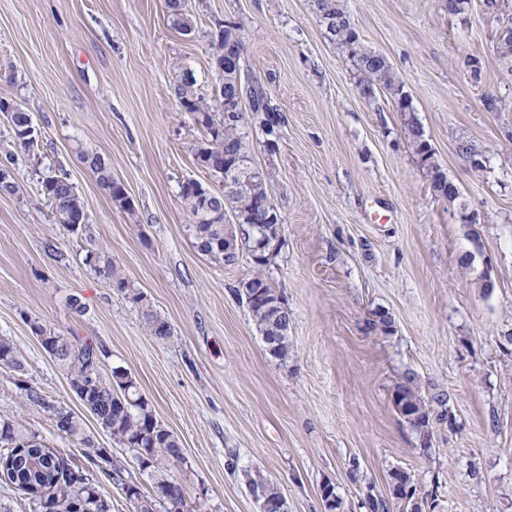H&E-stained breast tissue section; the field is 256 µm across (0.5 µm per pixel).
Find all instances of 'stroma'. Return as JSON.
I'll return each mask as SVG.
<instances>
[{
  "label": "stroma",
  "instance_id": "obj_1",
  "mask_svg": "<svg viewBox=\"0 0 512 512\" xmlns=\"http://www.w3.org/2000/svg\"><path fill=\"white\" fill-rule=\"evenodd\" d=\"M342 3L364 45L393 64L475 223H459L435 194L398 114L382 94H362L312 0H188V34L167 0H0V98L28 107L41 129L34 153H17L0 117V163L23 186L0 196V338L31 384L77 413L30 324L103 344L107 366L130 372L183 444L170 475L184 512H260L250 476L276 482L287 512H324L326 482L344 512H368L367 490L388 495L396 469L438 493L434 512H512V70L497 52L512 0L494 14L468 0L461 15L448 0ZM227 19L246 40L243 73L282 116L275 145L248 130L281 218L282 243L264 265L245 248L232 265L198 252L181 196L189 180L224 189L198 165L206 131L171 85L186 68L215 97L210 41ZM488 94L507 111H485ZM462 141L487 150L486 170L458 154ZM93 154L133 210L100 188L84 161ZM50 169L83 198L88 238L55 224L38 186ZM90 247L169 322L168 340L85 265ZM255 274L288 304L287 365L237 293ZM74 295L83 313L70 310ZM379 313L390 328L375 324ZM408 374L430 414L426 445L392 404ZM0 416L82 463V448L29 410L1 369Z\"/></svg>",
  "mask_w": 512,
  "mask_h": 512
}]
</instances>
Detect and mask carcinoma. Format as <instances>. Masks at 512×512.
Wrapping results in <instances>:
<instances>
[{
	"mask_svg": "<svg viewBox=\"0 0 512 512\" xmlns=\"http://www.w3.org/2000/svg\"><path fill=\"white\" fill-rule=\"evenodd\" d=\"M168 6L177 29L186 34L192 32L193 21L190 14L186 13L185 2L168 0ZM313 6L327 35L346 48L356 60L362 74L363 93L371 96L377 90L385 92L390 96L395 111L407 113L402 118L401 125L408 148L426 174H432V171L439 168V164L425 139L416 110L389 60L363 46L341 0H313ZM211 50L215 63L228 61L237 52L244 51L241 27L233 30L222 28L218 36L212 38ZM172 90L183 111L197 115L206 114L204 127L208 130L209 139L196 148L195 157L201 167L220 180L224 179V169L233 166L241 158H249L244 133L248 119H253L266 135H277L279 115L277 109L271 106L265 90L241 78H235L233 70L224 75L219 97L240 96L248 101L249 111L243 112L240 120L232 125L225 123L223 113H211L212 107L198 88L197 82L186 79L185 73L177 76ZM0 114L12 131L14 147L26 153L30 152L37 144L33 113L17 103L0 98ZM85 161L112 201L124 209H131L124 186L112 178L110 165L98 155L87 156ZM19 190L20 186L14 175L1 166L0 194L15 195ZM41 191L52 207L55 223L73 234L87 232L88 224L82 221L86 213L85 202L66 175L45 176L41 181ZM182 199L193 217L195 247L203 255L225 262L224 235L237 234L236 226L226 223L223 214L218 211L200 210L192 191L183 193ZM259 201L257 196L252 198L226 195L224 210L234 213L240 223L248 224ZM84 261L90 269L103 275L111 288L132 303L143 304L144 295L133 287L125 272L111 261L103 260L98 251L86 250ZM259 289L273 297L277 295L276 289L259 276L242 282L238 292L245 299L258 331L263 333L269 325L271 312L253 299V294ZM143 315L156 339L167 340L171 337V327L165 319L148 308L143 309ZM32 327L43 349L66 375L70 387H75L80 379L90 383L85 392L76 393L83 408L112 434L113 439L131 449L135 459H140L143 451L149 450L150 457L145 470L154 477L153 488L157 491L164 490L173 483L168 473V463L182 459L181 444L171 431L158 422L152 405L141 393L131 374L120 366L105 372L108 352L98 342L78 336H64L56 329L37 321L33 322ZM2 367L12 372L13 383L20 390L25 405L44 414L48 419H53V413L46 405L48 396L25 383L22 379L23 363L14 347L4 339H0V368ZM393 396L415 409L411 426L417 432L429 427V413L412 377H406L405 382L395 388ZM60 411L66 417L65 426L62 428L65 437L81 445L88 464L71 463L45 445L39 434L22 423L10 418H0V456L7 454L12 460L19 450L34 449V453L17 469V474L10 476V484L20 492L33 495L35 499L38 498L37 490H47L54 512H71L72 505L78 502L87 505L86 512H111L110 504L99 492V484L103 479L118 486L132 481L127 476L126 465L110 454H103L102 448L87 432L82 416L63 405L60 406ZM248 486L257 498L281 496L277 485L263 479L251 478ZM413 486L414 479L409 473L400 470L390 473L389 489L393 497L405 499V490Z\"/></svg>",
	"mask_w": 512,
	"mask_h": 512,
	"instance_id": "carcinoma-1",
	"label": "carcinoma"
}]
</instances>
